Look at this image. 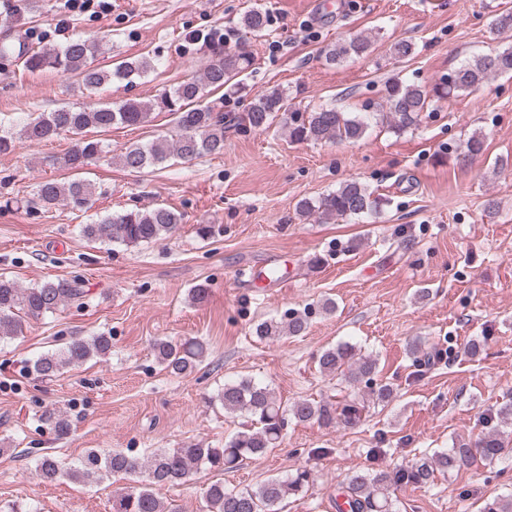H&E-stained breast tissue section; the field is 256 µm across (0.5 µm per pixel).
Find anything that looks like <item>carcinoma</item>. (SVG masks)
Returning a JSON list of instances; mask_svg holds the SVG:
<instances>
[{"label": "carcinoma", "instance_id": "cac0c4a2", "mask_svg": "<svg viewBox=\"0 0 512 512\" xmlns=\"http://www.w3.org/2000/svg\"><path fill=\"white\" fill-rule=\"evenodd\" d=\"M242 26L245 32L260 35L268 27V16L260 9H250L243 15ZM371 47L370 38L355 35L327 49L325 61L338 65L348 59L364 58ZM101 51L99 41L78 37L61 49L31 53L25 58L24 66L31 73L53 70L64 75H76L88 89H98L114 80L131 83L151 68L146 59L125 61L113 70L95 68L92 61ZM391 53L398 59H408L416 53V45L410 40H398L391 45ZM252 64L245 51L224 48L208 62L201 75L181 81L152 100L129 99L116 107L108 104L97 107L63 106L30 119L23 126V135L34 144L61 132L77 136L65 158V164L72 170L82 169L104 153L101 141L87 137L88 131L104 132L115 125H143L150 121L155 111L175 116L177 139L170 142L161 138L146 145L127 147L120 155L123 167L140 170L162 164L174 156L192 159L219 155L224 151V132L229 125L263 132L272 127L281 112L288 115V138L294 143L357 142L365 137L369 128L365 117L348 116L341 110L324 105L311 111L293 109L288 105V96L278 88L255 95L248 111L233 118L204 102L209 95L208 89L224 88ZM509 73H512L510 47L496 54L473 57L430 90L394 79L386 88L387 109L382 120L395 132L405 131L419 124L430 98L470 93L489 78ZM95 191V186L85 180L48 178L36 185L29 203L46 211L60 204L82 210L90 204ZM297 209L304 215H316L325 220L361 217L375 212L377 201L371 199V193L364 184L349 180L315 201L301 200ZM181 220V215L175 210L157 205L86 224L83 233L90 241L107 240L136 247L170 237ZM80 294L81 288L74 280L54 278L23 288L13 279L0 275V341L19 337L23 333V318L38 319L53 314L77 301ZM307 329V318L290 312L278 320L270 318L254 323L251 332L258 340L269 342L283 336H300ZM154 350L159 363L176 377L194 372L205 353L203 343L194 340L159 339L154 343ZM111 352L112 337L104 333L88 338L74 337L32 360L29 372L41 379H51L65 367L103 358ZM318 366L321 373L340 375L353 387L365 383L377 404L388 403L393 398L392 387L377 382V359L357 353V348L350 343L324 349ZM217 401L225 414L243 415L250 419V424L232 434L222 448L190 442L178 448H159L142 457L122 450L105 452L94 449L78 466L45 453L35 459L36 473L48 481L65 477L90 482L116 475H143L145 479L139 485L130 486L113 497L112 512H166L165 504L158 495L160 488L184 484L201 468L229 471L245 460L265 455L281 444L290 419L318 424L336 421L355 426L362 416V408L351 399L334 409L309 399L285 405L269 386L247 377L225 382L224 388L218 391ZM44 421L56 438L69 436L70 422L64 413L51 410L45 414ZM485 423L489 424V431L475 442H458L448 449L424 453L410 464L389 470L368 469L355 473L341 486L343 502L337 505L338 512H397L394 489L428 487L437 471L450 473L469 465L477 457L493 463L504 455L512 454V402L488 413ZM312 482V473L305 467L284 477L239 490L227 488L223 481L215 480L205 492L206 512H283L288 499L306 491ZM483 512H512V492L487 501Z\"/></svg>", "mask_w": 512, "mask_h": 512}]
</instances>
